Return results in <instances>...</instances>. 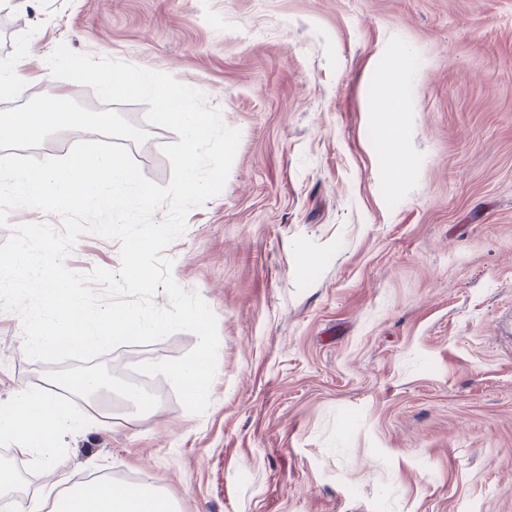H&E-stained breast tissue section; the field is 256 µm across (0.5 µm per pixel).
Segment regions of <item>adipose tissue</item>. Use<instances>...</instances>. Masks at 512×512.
Wrapping results in <instances>:
<instances>
[{
  "label": "adipose tissue",
  "instance_id": "adipose-tissue-1",
  "mask_svg": "<svg viewBox=\"0 0 512 512\" xmlns=\"http://www.w3.org/2000/svg\"><path fill=\"white\" fill-rule=\"evenodd\" d=\"M109 117L100 112L77 115L58 109L56 102L22 112L0 113V145L32 143L42 139L48 127L79 124L101 126ZM72 425L68 410L50 396L22 390L11 406L0 411V439H12L14 450L21 455L45 459L55 485L65 491L54 497L51 505L34 503L30 512H175L171 501L158 492L151 482L136 484L109 479H91L77 485L67 482L58 464L48 459L51 441Z\"/></svg>",
  "mask_w": 512,
  "mask_h": 512
}]
</instances>
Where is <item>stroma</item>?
Instances as JSON below:
<instances>
[{"instance_id": "35a3bbf8", "label": "stroma", "mask_w": 512, "mask_h": 512, "mask_svg": "<svg viewBox=\"0 0 512 512\" xmlns=\"http://www.w3.org/2000/svg\"><path fill=\"white\" fill-rule=\"evenodd\" d=\"M62 43L170 74L241 133L223 191L163 252L217 319L203 414L129 372L195 334L44 363L0 311V409L106 380L68 401L74 430L49 450L71 483L134 475L177 512H512V0H0V62L22 77L0 107L62 94L110 113L164 186L178 135L54 78ZM99 135L56 128L15 153ZM66 265L118 270L120 243L80 236ZM1 465L18 487L0 512H28L43 466L6 441Z\"/></svg>"}]
</instances>
